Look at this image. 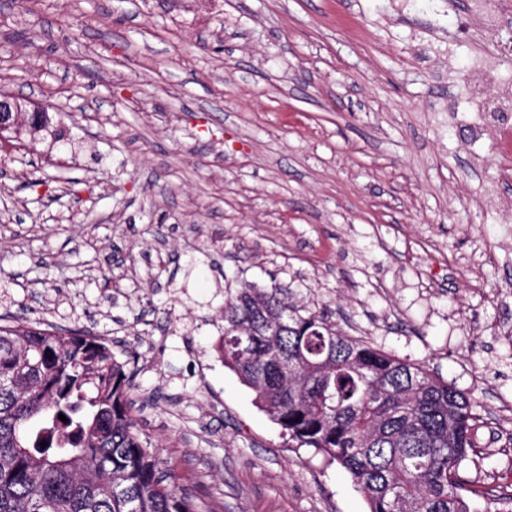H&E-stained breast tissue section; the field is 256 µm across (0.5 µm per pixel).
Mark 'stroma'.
<instances>
[{
  "instance_id": "stroma-1",
  "label": "stroma",
  "mask_w": 512,
  "mask_h": 512,
  "mask_svg": "<svg viewBox=\"0 0 512 512\" xmlns=\"http://www.w3.org/2000/svg\"><path fill=\"white\" fill-rule=\"evenodd\" d=\"M466 3L0 0V91L72 141L0 150V315L128 361L199 512H368L219 358L248 284L472 398L460 475L512 492V154L473 67L512 23ZM468 11L472 16L479 18L489 30L499 28L506 18V12L504 10H492L489 6V2L485 0H472V2L468 4Z\"/></svg>"
}]
</instances>
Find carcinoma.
<instances>
[{
    "label": "carcinoma",
    "instance_id": "obj_1",
    "mask_svg": "<svg viewBox=\"0 0 512 512\" xmlns=\"http://www.w3.org/2000/svg\"><path fill=\"white\" fill-rule=\"evenodd\" d=\"M25 134L70 145L49 116ZM219 353L292 440L348 470L368 512H474L459 469L477 414L424 366L302 314L276 286L225 297ZM128 364L89 331L0 319V512H198L127 411ZM483 497L512 512V495Z\"/></svg>",
    "mask_w": 512,
    "mask_h": 512
}]
</instances>
